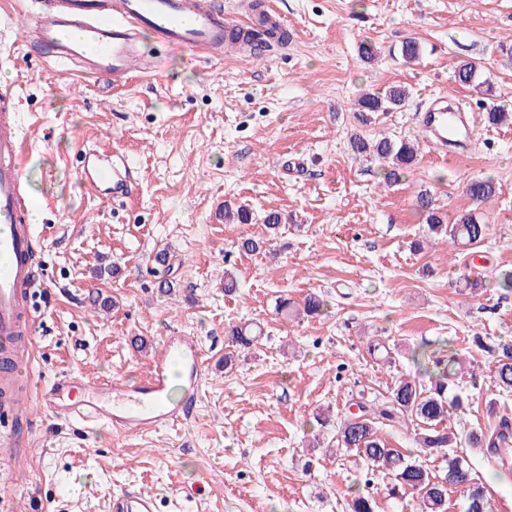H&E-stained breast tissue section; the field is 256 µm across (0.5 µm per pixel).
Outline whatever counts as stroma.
<instances>
[{
	"label": "stroma",
	"mask_w": 512,
	"mask_h": 512,
	"mask_svg": "<svg viewBox=\"0 0 512 512\" xmlns=\"http://www.w3.org/2000/svg\"><path fill=\"white\" fill-rule=\"evenodd\" d=\"M288 46L255 59L166 48L146 34L161 67L118 88L26 54L18 30L0 39V82L17 91L25 174L45 282L33 371L40 384L138 380L169 332L194 339L206 361L201 397L186 423L124 436L83 431L30 407L16 431L15 462L0 471L13 512H109L113 493L152 494L158 512H348L354 493L375 512H417L415 494L392 495L389 474L338 447L336 430L359 405L384 401L395 383L420 378L413 351L448 342L471 374L447 426L457 455L493 512H512V477L463 438L512 417V390L495 369L512 347V120L491 125L490 107L512 110V0H275ZM416 40L417 61L401 56ZM370 47L373 61L361 56ZM468 59L486 87L456 82ZM405 86V105L361 125L355 102ZM445 96L478 115L469 148L446 158L424 141L420 112ZM418 142L416 164L394 185L348 140ZM117 153L139 170L131 196L91 197L77 173L81 151ZM498 192L474 204L476 178ZM430 191L446 221L475 211L485 239L457 247L431 234L416 205ZM244 205L250 224L224 221ZM283 225L270 232L268 212ZM259 240L255 252L240 239ZM237 290H224L225 273ZM173 281L161 294L160 279ZM111 297L103 312L93 292ZM327 304L316 318L276 306L306 295ZM253 321L259 343L225 367L224 329ZM382 351L369 350L370 341Z\"/></svg>",
	"instance_id": "stroma-1"
}]
</instances>
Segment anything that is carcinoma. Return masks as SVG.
Listing matches in <instances>:
<instances>
[{
    "label": "carcinoma",
    "instance_id": "carcinoma-1",
    "mask_svg": "<svg viewBox=\"0 0 512 512\" xmlns=\"http://www.w3.org/2000/svg\"><path fill=\"white\" fill-rule=\"evenodd\" d=\"M457 81L470 86L478 81V68L472 61L461 60L454 67ZM408 99V92L401 86H392L383 93H366L356 103L358 120L367 124L378 113L391 112L402 107ZM350 148L356 155L372 156L388 163V182H396L405 171L411 169L418 156V146L407 140H394L386 135L368 140L359 135L350 138ZM472 201L483 203L495 196L497 188L490 179H475L467 186ZM417 206L427 213L430 229L439 232L449 230L452 243L476 245L484 240L487 225L476 221L467 212L456 218L455 224L446 226L441 215L435 211L432 196L420 194ZM224 219L236 224H249L251 211L245 206L224 208ZM325 310V301L318 295L310 294L303 302V313L316 317ZM231 346L248 349L255 346L261 333H251L243 326L233 325L226 332ZM416 363L433 377L426 387L414 380L402 379L391 390L388 400L370 406L362 405L359 412L343 419L336 440L342 448L354 449L371 466L389 471L394 487L410 490L420 499L421 512H448V491L451 487H462L466 491V512H492L490 500L484 486L473 481L464 458L448 453L445 455L447 469L443 475L433 473L423 461L406 462L399 452L388 447L377 436L382 425L397 426L405 418L416 419L421 431L414 433V441L426 456L438 453L457 444L454 434L443 426L451 412L464 407L460 394L448 395L449 385L458 376L457 368L462 366L457 352L442 347L417 353ZM496 384L504 389L512 388V355L499 360L495 370ZM471 448L483 450V454L496 459L511 473L512 466V421L500 418L493 429H479L469 434Z\"/></svg>",
    "mask_w": 512,
    "mask_h": 512
}]
</instances>
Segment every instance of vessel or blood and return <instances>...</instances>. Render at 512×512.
I'll return each mask as SVG.
<instances>
[{
	"label": "vessel or blood",
	"mask_w": 512,
	"mask_h": 512,
	"mask_svg": "<svg viewBox=\"0 0 512 512\" xmlns=\"http://www.w3.org/2000/svg\"><path fill=\"white\" fill-rule=\"evenodd\" d=\"M255 20L230 24L215 0H41L28 12L21 37L28 54L68 63L74 72L104 86L154 73L155 57L142 43L154 31L176 49L210 57L225 47L240 48L238 33L256 29ZM13 84H0V355L13 371L0 374V409L20 411L19 398L33 396L61 421L82 427L107 424L118 433L149 432L188 420L199 402L204 359L183 336L162 339L151 359L150 374L135 385L107 377L93 382L73 377L35 387L29 371L35 341L38 282L34 275V226L23 169L24 144L16 122ZM424 131L431 146L466 142L474 126L464 113L436 106L424 112ZM81 178L97 194L128 195L139 181L137 168L112 164L109 157H84ZM181 366L186 398L173 404L171 365ZM111 512H156L147 493L113 494Z\"/></svg>",
	"instance_id": "1"
}]
</instances>
